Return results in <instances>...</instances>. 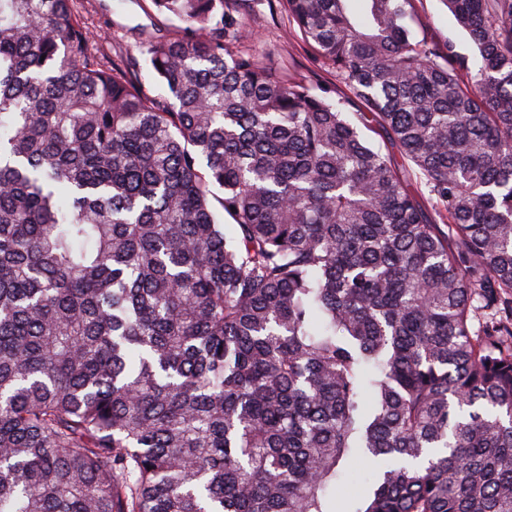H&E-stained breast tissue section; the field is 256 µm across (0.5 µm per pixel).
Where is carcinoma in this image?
I'll return each mask as SVG.
<instances>
[{
    "mask_svg": "<svg viewBox=\"0 0 512 512\" xmlns=\"http://www.w3.org/2000/svg\"><path fill=\"white\" fill-rule=\"evenodd\" d=\"M282 2L359 110L224 0H152L165 95L0 0V512H512V0H444L475 71Z\"/></svg>",
    "mask_w": 512,
    "mask_h": 512,
    "instance_id": "obj_1",
    "label": "carcinoma"
}]
</instances>
